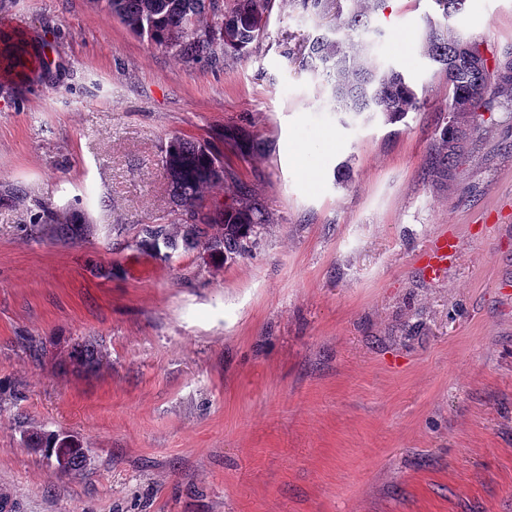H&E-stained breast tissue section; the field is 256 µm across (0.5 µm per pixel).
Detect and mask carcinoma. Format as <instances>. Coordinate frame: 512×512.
I'll use <instances>...</instances> for the list:
<instances>
[{
	"mask_svg": "<svg viewBox=\"0 0 512 512\" xmlns=\"http://www.w3.org/2000/svg\"><path fill=\"white\" fill-rule=\"evenodd\" d=\"M103 2L106 11L130 31L188 65L249 55L264 34L256 18L269 15L273 7V0ZM343 2L301 0L303 10L319 18L336 10V25L300 46L295 57L298 69L331 86L330 104L336 112H382L392 121L405 119L420 108L417 90L403 72L378 62L376 41L353 39L371 31L387 0H349L347 8ZM433 2L442 20L426 17L420 53L445 74L451 103L436 133L429 171L448 177L464 162L465 144L478 128L479 112L490 110L497 98L512 103V54L489 55L476 40L463 49L464 39L448 33L446 20L464 11L467 0ZM48 70L46 53L30 45L24 33L0 30V71L27 77ZM162 153L163 177L177 212L174 220L144 229L137 245L165 262L199 249L226 260L248 255L272 220L247 186L227 181L223 147L175 135L168 138ZM216 186L224 187V198L211 196ZM24 228L34 241L49 236L74 242L91 232L88 224L59 220L57 206L50 200L35 204ZM101 358L98 344L87 340L71 345L65 364L76 372H91ZM21 440L48 455L65 449V475H77L87 465L79 440L68 443L57 431L27 429Z\"/></svg>",
	"mask_w": 512,
	"mask_h": 512,
	"instance_id": "1",
	"label": "carcinoma"
}]
</instances>
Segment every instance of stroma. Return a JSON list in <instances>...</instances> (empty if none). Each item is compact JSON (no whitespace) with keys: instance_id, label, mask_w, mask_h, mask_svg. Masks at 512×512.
I'll use <instances>...</instances> for the list:
<instances>
[{"instance_id":"1","label":"stroma","mask_w":512,"mask_h":512,"mask_svg":"<svg viewBox=\"0 0 512 512\" xmlns=\"http://www.w3.org/2000/svg\"><path fill=\"white\" fill-rule=\"evenodd\" d=\"M431 0H389L383 64L419 111L334 112L274 0L252 53L188 66L100 0H0L45 44L48 78L0 76V492L22 512H512V107L482 112L451 180L428 171L448 81L418 43ZM452 31L512 50V0H468ZM231 130L226 167L275 222L249 256L164 266L131 244L168 215L161 146ZM309 150L306 164L295 158ZM348 165L350 178L338 180ZM98 225L28 241L36 201ZM457 254L427 278L428 249ZM43 344L40 361L23 339ZM102 341L79 376L71 344ZM77 437L76 477L23 427Z\"/></svg>"}]
</instances>
